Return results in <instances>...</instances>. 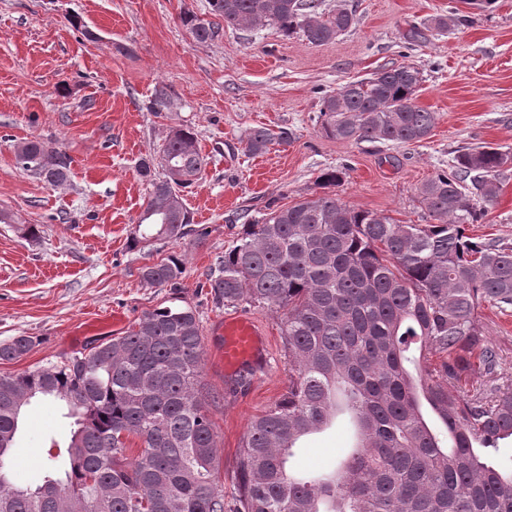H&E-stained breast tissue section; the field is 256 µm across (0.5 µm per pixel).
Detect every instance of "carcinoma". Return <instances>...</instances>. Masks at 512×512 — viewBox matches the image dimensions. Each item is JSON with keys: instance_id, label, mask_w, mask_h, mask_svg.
Segmentation results:
<instances>
[{"instance_id": "cac0c4a2", "label": "carcinoma", "mask_w": 512, "mask_h": 512, "mask_svg": "<svg viewBox=\"0 0 512 512\" xmlns=\"http://www.w3.org/2000/svg\"><path fill=\"white\" fill-rule=\"evenodd\" d=\"M223 24L187 14L195 41L220 27L270 26L322 46L350 31L356 8L325 0H210ZM465 22L457 8L434 19L448 31ZM423 82L411 65L383 66L322 98L320 130L358 142L418 143L435 113L419 106ZM290 133L250 130L246 152L286 144ZM19 169L63 184L70 162L37 139L19 144ZM208 157L189 126L171 130L159 160H142L150 185L130 247L178 241L192 217L181 192ZM512 151L490 145L463 151L419 190L426 224H403L356 210L335 191L343 172H321L324 194L292 206L274 203L248 218L209 280L215 304L249 302L283 315L290 370L284 393L251 421L233 471L236 494L224 499L213 422L204 409L202 325L195 307L145 311L130 332L87 355L15 376H0V512H512V469L489 461L512 439V383L495 376L497 353L477 318L490 304L512 308V246L478 240L479 224L499 195L496 176ZM183 254L141 268V279L180 288ZM35 346L32 336L0 344V361ZM480 369L490 385L458 392ZM59 404L73 420L68 440L49 454L43 493L18 485L7 461L25 408ZM340 412L358 441L336 470L302 476L293 448ZM142 444L128 454L129 437Z\"/></svg>"}]
</instances>
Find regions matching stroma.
Segmentation results:
<instances>
[{"label": "stroma", "mask_w": 512, "mask_h": 512, "mask_svg": "<svg viewBox=\"0 0 512 512\" xmlns=\"http://www.w3.org/2000/svg\"><path fill=\"white\" fill-rule=\"evenodd\" d=\"M355 27L316 47L272 27L223 30L196 42L182 23L192 13L211 20L209 0H0V342L37 337L19 360L0 362L13 376L83 352L92 342L124 335L145 311L185 302L202 320L201 362L210 407L220 489L234 493L233 470L250 420L288 385L281 319L247 303L215 306L206 291L244 215L267 203L292 205L317 196L320 173L343 170L337 192L350 207L410 224L421 221L418 192L458 152L482 144L512 148V0L470 11L458 29L434 28L455 0H354ZM420 35L407 42L411 28ZM405 63L423 74L420 106L436 124L416 144L347 142L320 132L324 93ZM166 98L154 106L156 88ZM191 126L209 163L184 192L198 242L130 248L148 198L137 173L157 156L171 127ZM288 129V144L261 155L245 152L249 129ZM40 139L71 160L70 177L54 186L20 170L15 148ZM498 199L473 236L512 245V170L498 178ZM37 225L38 238L19 227ZM185 250L179 291L144 283L139 270ZM247 315L262 328L265 366L247 391L236 392L220 360L219 323ZM479 315L498 355V373L512 381V310L482 305ZM70 421L58 407L32 402L10 455L18 484L45 473L50 438L66 439ZM346 420L305 438L293 467L332 469L349 448Z\"/></svg>", "instance_id": "1"}]
</instances>
